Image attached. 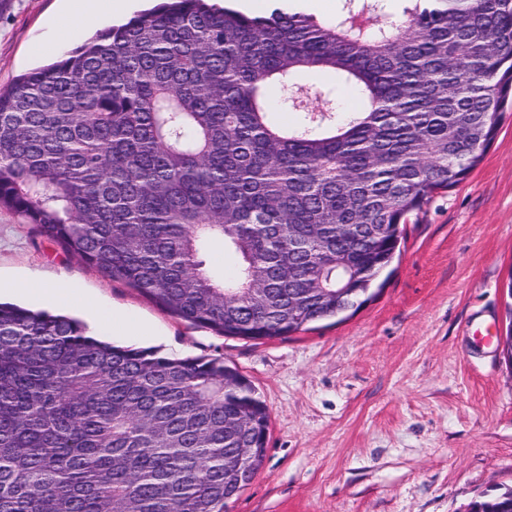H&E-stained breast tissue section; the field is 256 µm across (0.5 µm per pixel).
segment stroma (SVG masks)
I'll return each mask as SVG.
<instances>
[{
  "label": "stroma",
  "mask_w": 512,
  "mask_h": 512,
  "mask_svg": "<svg viewBox=\"0 0 512 512\" xmlns=\"http://www.w3.org/2000/svg\"><path fill=\"white\" fill-rule=\"evenodd\" d=\"M62 0H0V87L59 60ZM512 112L481 164L405 226L382 289L355 314L261 343L192 326L0 210V299L54 312L57 281L107 340L220 356L270 413L264 464L224 512H465L512 487Z\"/></svg>",
  "instance_id": "obj_1"
}]
</instances>
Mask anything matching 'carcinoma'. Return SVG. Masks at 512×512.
<instances>
[{
    "mask_svg": "<svg viewBox=\"0 0 512 512\" xmlns=\"http://www.w3.org/2000/svg\"><path fill=\"white\" fill-rule=\"evenodd\" d=\"M334 22L159 0L0 89V206L221 336L361 306L402 225L481 163L512 103V0H341ZM331 71L310 88L301 72ZM286 88L290 127L265 91ZM346 88L358 110L335 117ZM220 242L233 276L207 261ZM269 412L224 358L114 345L0 303V512H224ZM470 512H512L493 488ZM272 92H275L276 97H275V103L273 105L270 104V107H271V114L269 115L270 119L274 123L279 124V125L295 124L298 121L299 116L294 112H285L281 108V101H282V98L284 97L283 89L279 85H276V84L270 85L269 88L267 89V98L269 96V98L271 99Z\"/></svg>",
    "mask_w": 512,
    "mask_h": 512,
    "instance_id": "1",
    "label": "carcinoma"
}]
</instances>
